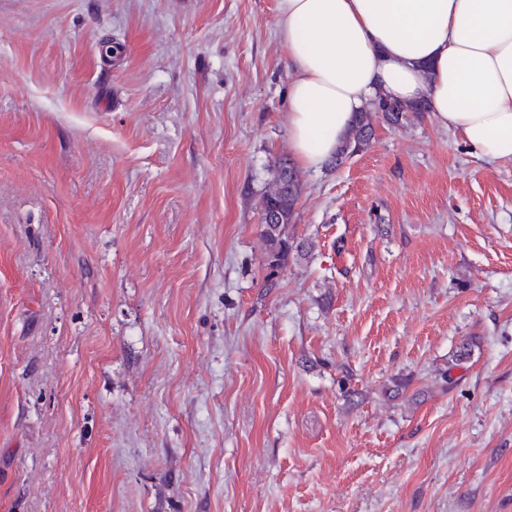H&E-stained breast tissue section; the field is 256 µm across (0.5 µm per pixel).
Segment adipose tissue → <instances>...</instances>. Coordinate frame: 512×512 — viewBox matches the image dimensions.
<instances>
[{"instance_id": "1", "label": "adipose tissue", "mask_w": 512, "mask_h": 512, "mask_svg": "<svg viewBox=\"0 0 512 512\" xmlns=\"http://www.w3.org/2000/svg\"><path fill=\"white\" fill-rule=\"evenodd\" d=\"M276 13L303 167L330 160L381 97L427 102L477 156L512 161V0H276Z\"/></svg>"}]
</instances>
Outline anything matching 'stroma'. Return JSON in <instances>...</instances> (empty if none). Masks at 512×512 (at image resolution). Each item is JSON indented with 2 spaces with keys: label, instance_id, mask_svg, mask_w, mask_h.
Segmentation results:
<instances>
[{
  "label": "stroma",
  "instance_id": "35a3bbf8",
  "mask_svg": "<svg viewBox=\"0 0 512 512\" xmlns=\"http://www.w3.org/2000/svg\"><path fill=\"white\" fill-rule=\"evenodd\" d=\"M293 77L275 0H0V512H512V164L376 121L269 276Z\"/></svg>",
  "mask_w": 512,
  "mask_h": 512
}]
</instances>
